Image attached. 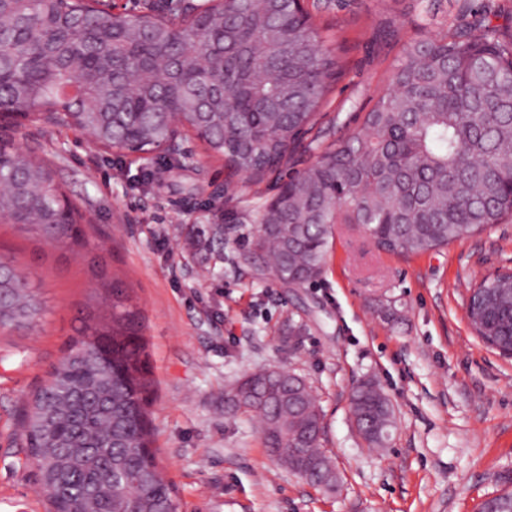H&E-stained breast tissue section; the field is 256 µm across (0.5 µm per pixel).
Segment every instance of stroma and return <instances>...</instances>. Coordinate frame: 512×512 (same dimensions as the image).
Returning <instances> with one entry per match:
<instances>
[{"instance_id":"1","label":"stroma","mask_w":512,"mask_h":512,"mask_svg":"<svg viewBox=\"0 0 512 512\" xmlns=\"http://www.w3.org/2000/svg\"><path fill=\"white\" fill-rule=\"evenodd\" d=\"M314 2L346 63L322 109L330 134L358 128L360 107L387 89L405 42L487 17L512 28V0ZM8 134L86 215L88 244L72 251L0 223V253L29 273L45 304L33 329H0V512H47L19 421L87 314L107 310L113 279L147 340L154 446L178 512H205L212 492L222 493V512H476L500 490L499 475L512 471V357L476 335L466 301L477 281L512 268V219L410 257L339 224L322 276L293 286L250 243L262 206L315 153L229 186L223 162L191 134L149 160L31 120ZM270 367L303 375L317 396L336 492L272 459L256 419L225 414V390ZM365 379L396 409L376 450L351 422L350 393Z\"/></svg>"}]
</instances>
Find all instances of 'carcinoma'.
Instances as JSON below:
<instances>
[{"label":"carcinoma","instance_id":"carcinoma-1","mask_svg":"<svg viewBox=\"0 0 512 512\" xmlns=\"http://www.w3.org/2000/svg\"><path fill=\"white\" fill-rule=\"evenodd\" d=\"M344 75L341 57L297 0H213L202 14H116L102 0H0V119L88 133L118 153L163 151L193 133L231 171L262 179L300 151ZM512 216V36L483 23L409 42L359 128L279 187L254 254L305 285L319 279L333 225L355 224L383 251L420 255ZM82 214L49 166L0 139V223L72 249ZM112 286L111 322L85 324L23 419L51 512H177L148 417L150 367L138 313ZM477 334L512 355V276L470 294ZM42 305L0 254V328L30 330ZM224 412L256 418L267 452L333 491L323 414L306 379L266 368L235 381ZM350 411L372 448L395 424L370 379ZM511 490L479 512H512Z\"/></svg>","mask_w":512,"mask_h":512}]
</instances>
